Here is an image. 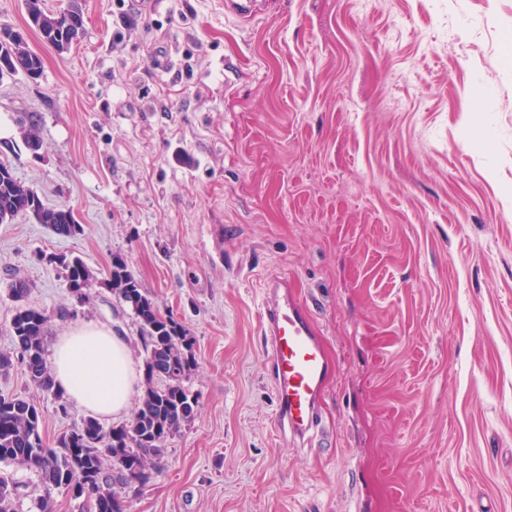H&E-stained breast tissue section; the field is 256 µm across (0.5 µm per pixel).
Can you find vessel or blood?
<instances>
[{
  "label": "vessel or blood",
  "mask_w": 512,
  "mask_h": 512,
  "mask_svg": "<svg viewBox=\"0 0 512 512\" xmlns=\"http://www.w3.org/2000/svg\"><path fill=\"white\" fill-rule=\"evenodd\" d=\"M287 279L270 277L264 285L259 323L270 345L277 427L304 439L318 416V403L333 365L304 306L288 291Z\"/></svg>",
  "instance_id": "obj_1"
}]
</instances>
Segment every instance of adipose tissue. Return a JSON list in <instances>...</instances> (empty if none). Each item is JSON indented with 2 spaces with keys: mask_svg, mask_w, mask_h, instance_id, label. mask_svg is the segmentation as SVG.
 I'll use <instances>...</instances> for the list:
<instances>
[{
  "mask_svg": "<svg viewBox=\"0 0 512 512\" xmlns=\"http://www.w3.org/2000/svg\"><path fill=\"white\" fill-rule=\"evenodd\" d=\"M51 371L56 389L69 402L102 420L126 414L139 384L125 337L92 323L69 327L56 337Z\"/></svg>",
  "mask_w": 512,
  "mask_h": 512,
  "instance_id": "1",
  "label": "adipose tissue"
}]
</instances>
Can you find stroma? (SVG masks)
<instances>
[{
	"label": "stroma",
	"instance_id": "35a3bbf8",
	"mask_svg": "<svg viewBox=\"0 0 512 512\" xmlns=\"http://www.w3.org/2000/svg\"><path fill=\"white\" fill-rule=\"evenodd\" d=\"M78 6L61 53L0 0L43 60L0 81V160L83 227L0 224V353L13 269L49 336L105 324L143 362L117 256L182 326L197 410L126 512H512V0H265L251 22L221 0ZM270 274L333 363L302 443L275 430ZM1 392L40 406L52 445L87 417L18 361ZM66 278L77 298L86 297L84 288L89 285L93 275L85 262L79 257H73L65 264Z\"/></svg>",
	"mask_w": 512,
	"mask_h": 512
}]
</instances>
